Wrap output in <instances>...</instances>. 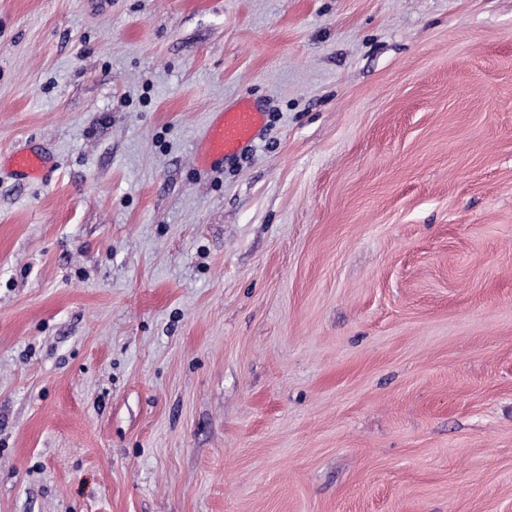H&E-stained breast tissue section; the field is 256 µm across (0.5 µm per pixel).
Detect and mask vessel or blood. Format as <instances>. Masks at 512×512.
Returning a JSON list of instances; mask_svg holds the SVG:
<instances>
[{"mask_svg":"<svg viewBox=\"0 0 512 512\" xmlns=\"http://www.w3.org/2000/svg\"><path fill=\"white\" fill-rule=\"evenodd\" d=\"M263 119V112L248 98L215 113L203 136L207 160L215 163L236 155L252 140ZM47 165L46 157L26 149L13 152L6 160L9 174L25 181L42 177Z\"/></svg>","mask_w":512,"mask_h":512,"instance_id":"obj_1","label":"vessel or blood"}]
</instances>
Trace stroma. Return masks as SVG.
I'll return each mask as SVG.
<instances>
[{"label": "stroma", "mask_w": 512, "mask_h": 512, "mask_svg": "<svg viewBox=\"0 0 512 512\" xmlns=\"http://www.w3.org/2000/svg\"><path fill=\"white\" fill-rule=\"evenodd\" d=\"M17 149L0 512H512V0H0ZM263 119L264 113L248 98L215 113L203 136L206 159L215 163L236 155L252 140ZM48 161L42 154L21 149L13 152L6 160V168L10 175L19 180H35L43 176Z\"/></svg>", "instance_id": "1"}]
</instances>
